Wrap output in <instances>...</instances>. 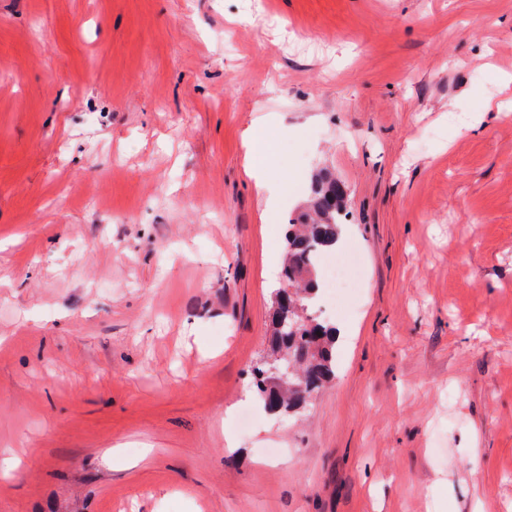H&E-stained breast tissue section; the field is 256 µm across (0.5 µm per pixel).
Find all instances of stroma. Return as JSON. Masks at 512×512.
<instances>
[{
  "label": "stroma",
  "instance_id": "1",
  "mask_svg": "<svg viewBox=\"0 0 512 512\" xmlns=\"http://www.w3.org/2000/svg\"><path fill=\"white\" fill-rule=\"evenodd\" d=\"M510 110L512 0H0V512H512ZM321 171L363 286L282 417ZM247 147L245 171L254 180L257 190L268 193V177L265 155L262 147L261 121L252 122L243 132ZM312 192L310 213L290 219L285 234L281 279L293 292L288 298L277 297V289L270 313L268 354L252 369L256 396L267 411L295 412L312 392L336 376V327L305 312L317 305L313 296L320 293L318 257L331 250L340 236L346 192L340 182L327 176L315 179ZM265 359L283 361L295 372L288 375L291 369H271L283 379L288 376L287 381L263 375L269 367Z\"/></svg>",
  "mask_w": 512,
  "mask_h": 512
}]
</instances>
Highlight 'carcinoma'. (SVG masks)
<instances>
[{"label": "carcinoma", "instance_id": "cac0c4a2", "mask_svg": "<svg viewBox=\"0 0 512 512\" xmlns=\"http://www.w3.org/2000/svg\"><path fill=\"white\" fill-rule=\"evenodd\" d=\"M309 212L289 220L281 279L293 288L274 299L266 361L252 369L258 400L268 411H295L335 372L336 327L307 313L316 306L318 257L336 245L343 226L344 186L326 176L315 179ZM293 367L288 380L266 373L268 361Z\"/></svg>", "mask_w": 512, "mask_h": 512}]
</instances>
